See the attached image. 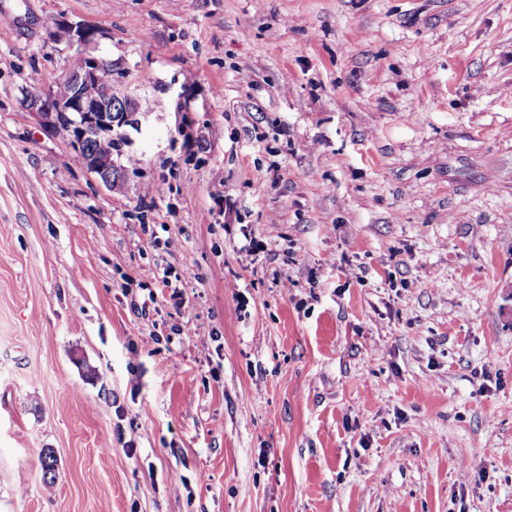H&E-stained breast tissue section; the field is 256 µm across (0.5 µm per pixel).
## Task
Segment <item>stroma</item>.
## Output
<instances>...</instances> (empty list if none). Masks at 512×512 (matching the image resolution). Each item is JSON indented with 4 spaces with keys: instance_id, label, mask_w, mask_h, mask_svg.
I'll return each mask as SVG.
<instances>
[{
    "instance_id": "1",
    "label": "stroma",
    "mask_w": 512,
    "mask_h": 512,
    "mask_svg": "<svg viewBox=\"0 0 512 512\" xmlns=\"http://www.w3.org/2000/svg\"><path fill=\"white\" fill-rule=\"evenodd\" d=\"M0 512H512V0H0ZM97 30L83 25L71 24L65 21L59 22L55 26L53 35L59 39L66 40L71 45H78L77 55L71 63V69L68 70L59 80L69 84L70 95L66 105L62 102H55L50 93L41 92L38 89H31L27 95L28 107L35 112H40L46 120L53 112H56L50 120L54 128L60 127L66 131L71 126L74 115L72 112H79L78 123L70 128V137L73 147L80 154L81 141L87 139L81 145V154L79 156L82 164L91 173L96 174L101 181L111 189L112 184V164L108 158L88 157L86 154L107 157L112 155V150H117L118 143L114 139L97 138L114 137L117 135L123 140H128L127 127L136 131H141L142 119L146 120L148 112L140 109L138 100L128 94H117L112 87V78L110 82L100 84L99 78L103 70H108L112 76V60L99 57L91 51V45L96 43ZM97 86L94 94H89L87 88L92 85ZM118 113V114H116ZM96 137V138H95Z\"/></svg>"
}]
</instances>
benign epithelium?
<instances>
[{
	"mask_svg": "<svg viewBox=\"0 0 512 512\" xmlns=\"http://www.w3.org/2000/svg\"><path fill=\"white\" fill-rule=\"evenodd\" d=\"M53 35L71 45H78L77 55L83 60L82 67L75 72L69 70L60 77L70 87L67 103L57 102L50 94L33 88L27 95L28 107L45 119L55 112L79 113V122L70 128L71 142L77 150L80 149L79 141L88 137L115 135L126 141L127 128L141 130L142 121L147 119L148 113L140 109L138 100L128 94L114 92L110 82L99 83L101 72L113 70V65L112 60L96 56L91 51V45L96 43L97 30L62 21L56 24ZM81 162L107 187H112L110 159L85 156Z\"/></svg>",
	"mask_w": 512,
	"mask_h": 512,
	"instance_id": "7a95c632",
	"label": "benign epithelium"
}]
</instances>
